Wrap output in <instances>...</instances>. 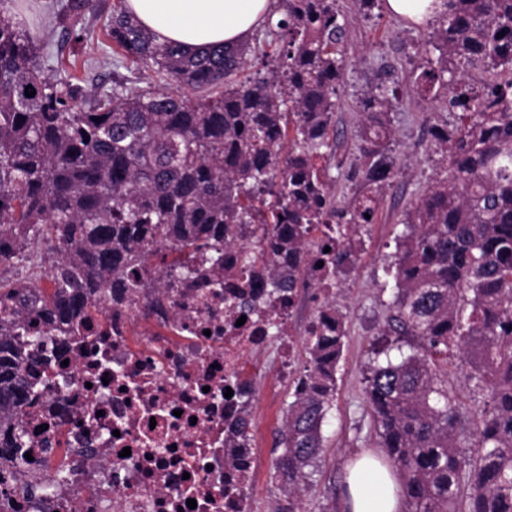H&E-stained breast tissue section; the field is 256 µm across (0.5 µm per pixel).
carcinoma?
<instances>
[{
	"label": "carcinoma",
	"mask_w": 512,
	"mask_h": 512,
	"mask_svg": "<svg viewBox=\"0 0 512 512\" xmlns=\"http://www.w3.org/2000/svg\"><path fill=\"white\" fill-rule=\"evenodd\" d=\"M11 2L0 0V265L25 251L28 265L0 276V449L26 445L17 416L38 382L41 328L63 333L100 301L121 304L144 270L219 276L236 236L228 276L246 312L269 268L279 298L314 287L310 268L345 275L398 172L389 116L402 103L393 86L364 95L361 161L347 174L363 191L345 207L329 176L348 65L337 0H279L262 42L198 52L156 42L120 3L112 42L175 89L117 82L91 100L36 67L39 40ZM91 5L62 10L78 18ZM429 44L436 59L413 85L446 90L457 121L430 130L443 173L406 211L394 284L382 287L404 340L373 352L365 400L406 512H512V0H444ZM248 61L257 76L242 81ZM475 64L479 86L464 79ZM346 318L338 309L305 332L307 375L272 464L290 499L323 452ZM456 359L486 395L470 416L448 387Z\"/></svg>",
	"instance_id": "obj_1"
}]
</instances>
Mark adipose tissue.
I'll return each instance as SVG.
<instances>
[{
	"label": "adipose tissue",
	"instance_id": "1",
	"mask_svg": "<svg viewBox=\"0 0 512 512\" xmlns=\"http://www.w3.org/2000/svg\"><path fill=\"white\" fill-rule=\"evenodd\" d=\"M128 11L158 42L192 50L247 41L273 10L272 0H126ZM349 512H400L402 499L385 468L357 457L346 488Z\"/></svg>",
	"mask_w": 512,
	"mask_h": 512
}]
</instances>
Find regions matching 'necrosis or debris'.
<instances>
[{
    "mask_svg": "<svg viewBox=\"0 0 512 512\" xmlns=\"http://www.w3.org/2000/svg\"><path fill=\"white\" fill-rule=\"evenodd\" d=\"M228 297L211 277H169L70 327L64 349L47 337L19 415L31 457L0 458L32 494L5 490L0 512H251L256 443L225 446L250 420L257 378L242 354L277 338L278 377L293 379L295 307L263 294L244 315Z\"/></svg>",
    "mask_w": 512,
    "mask_h": 512,
    "instance_id": "4bbe7bcc",
    "label": "necrosis or debris"
}]
</instances>
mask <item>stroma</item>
<instances>
[{
    "instance_id": "obj_1",
    "label": "stroma",
    "mask_w": 512,
    "mask_h": 512,
    "mask_svg": "<svg viewBox=\"0 0 512 512\" xmlns=\"http://www.w3.org/2000/svg\"><path fill=\"white\" fill-rule=\"evenodd\" d=\"M54 0H12L10 14L27 31L36 34L45 49L37 62L49 77L59 69L71 73L85 96L110 89L124 78L142 87L156 88L162 81L153 71L139 68L131 58L115 50L107 35L112 8L117 0H95L79 24L64 32L55 17ZM349 32L345 84L338 93L334 123L336 157L342 168L330 171L336 197L349 203L358 183L346 177L347 166L360 159L363 114L360 98L382 81H397L403 104L390 115V146L397 157L399 173L384 191L376 221L360 236V260L353 272L341 277L332 298L347 314V339L336 373L335 406L323 427L325 454L311 468L296 504L300 512H330L341 496L347 467L353 456L365 449L372 428L364 402V377L381 332L388 327L389 293L382 286L387 267L396 251L395 241L404 229L405 212L424 194L440 171L431 150L430 126L452 123L443 94L419 97L410 89V75L418 74L428 55L425 45L431 26H415L390 13L383 0L361 14L352 0H339ZM249 365L263 378L251 414L253 437L260 448L255 475L249 488L252 512H280L289 501L272 475L273 450L282 427L294 385L277 378L275 344L245 354Z\"/></svg>"
}]
</instances>
